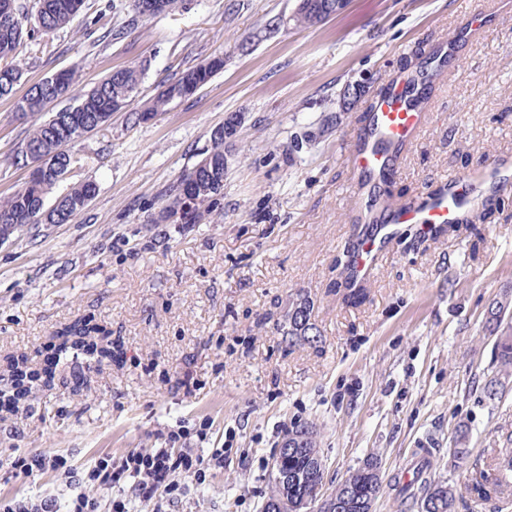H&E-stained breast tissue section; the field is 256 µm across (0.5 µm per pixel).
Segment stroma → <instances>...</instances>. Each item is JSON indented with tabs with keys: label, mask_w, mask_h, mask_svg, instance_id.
Here are the masks:
<instances>
[{
	"label": "stroma",
	"mask_w": 512,
	"mask_h": 512,
	"mask_svg": "<svg viewBox=\"0 0 512 512\" xmlns=\"http://www.w3.org/2000/svg\"><path fill=\"white\" fill-rule=\"evenodd\" d=\"M296 4L188 0L137 23L129 0H86L47 45L21 53L26 83L75 66L84 89L146 64L140 110L182 71L218 54L224 67L150 120L113 114L74 148L75 180L97 185L89 205L0 243V395L12 391L15 363L48 375L0 407V454H61L79 472L209 421L205 448L233 446L170 512H261L271 459L302 423L320 434L323 493L380 458L374 512H422L389 487L420 443L432 449L431 480L448 485L512 455V382L486 392L496 369L487 310L512 295V188L480 195L485 218L474 225L438 237L403 227L363 303L329 288L364 222L352 156L388 88L431 76L426 121L382 183L397 202L512 160V0H349L304 30L287 22ZM477 15L487 26L464 35ZM275 19L279 30L266 34ZM107 26L124 37L103 39ZM230 112L245 120L214 215L172 223L173 186ZM35 122L0 99V198L29 176L8 157ZM296 294L314 304L318 343L282 341ZM80 322L101 329L112 356L85 355L78 378L56 348ZM463 428L469 452L458 460ZM70 494L51 471L0 472V498Z\"/></svg>",
	"instance_id": "obj_1"
}]
</instances>
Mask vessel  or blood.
I'll use <instances>...</instances> for the list:
<instances>
[{
    "label": "vessel or blood",
    "instance_id": "vessel-or-blood-1",
    "mask_svg": "<svg viewBox=\"0 0 512 512\" xmlns=\"http://www.w3.org/2000/svg\"><path fill=\"white\" fill-rule=\"evenodd\" d=\"M409 99L406 89L396 86L373 105L372 121L361 135L352 159L361 190H368L372 180L386 178L393 170L395 147L417 135L424 115L410 106ZM511 183L512 164L495 163L486 168L480 187L497 189ZM470 190V184L452 179L444 190L429 191L423 201H407L379 211L374 225L361 236L355 254L357 277L370 276L385 246L402 226L413 224L426 231L454 219L459 211L457 196Z\"/></svg>",
    "mask_w": 512,
    "mask_h": 512
}]
</instances>
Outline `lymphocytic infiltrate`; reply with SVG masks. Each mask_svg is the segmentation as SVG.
Here are the masks:
<instances>
[{"mask_svg":"<svg viewBox=\"0 0 512 512\" xmlns=\"http://www.w3.org/2000/svg\"><path fill=\"white\" fill-rule=\"evenodd\" d=\"M171 447L132 451L121 457H99L79 478L81 484L111 493L107 501L79 492L66 504L45 495L28 499H0V512H136L137 504L152 512H166L185 492L186 481L204 484L208 472L224 465V451L202 454L197 441L186 430L171 434Z\"/></svg>","mask_w":512,"mask_h":512,"instance_id":"1","label":"lymphocytic infiltrate"}]
</instances>
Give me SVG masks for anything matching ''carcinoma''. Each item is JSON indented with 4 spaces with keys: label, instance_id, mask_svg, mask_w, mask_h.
<instances>
[{
    "label": "carcinoma",
    "instance_id": "carcinoma-1",
    "mask_svg": "<svg viewBox=\"0 0 512 512\" xmlns=\"http://www.w3.org/2000/svg\"><path fill=\"white\" fill-rule=\"evenodd\" d=\"M36 26H28V13L21 0H0V99L14 96L21 84L24 69L18 62L20 49L25 40L48 39L65 27L79 13L84 0H36ZM185 0H130L135 19L148 20L162 13L184 8ZM224 68V56L217 55L190 68L155 96L146 111L156 115L169 106L196 93L209 82L213 74ZM145 67L131 64L115 69L92 88L77 92L75 85L78 68L61 71L30 85L16 102V109L23 114H40L52 105L64 103L59 109L67 120L53 123L45 120L35 126L11 157V164L26 167L28 151L37 150L43 164L37 167L28 181L8 197L0 200V234L10 237L14 232L30 224H67L88 206L96 194V184L91 180L78 182L46 205L48 194L72 166L71 148L87 134L95 131L111 119L112 113L121 112L138 99ZM206 153L213 157L215 177L224 180V142L211 139ZM351 264L342 269V280L334 281L330 291L339 294L346 303L356 304L365 298V288L350 272ZM313 305L306 299H298L289 306L284 324L280 326L282 340L291 344L298 338L317 343L320 334L311 323ZM488 323L492 330L500 332L495 342L497 374L512 371V297L505 295L495 301L489 311ZM319 455L318 444L306 451L282 456V469L288 472L294 483V497L312 493L311 479L313 460ZM378 459L364 460L353 472L348 483H342L329 495L332 502L342 504L341 512H372L380 493L381 484L375 474ZM270 490L262 512L280 503L282 483L275 475L269 477ZM505 483L500 474H483L470 482L465 490L480 498L498 492ZM424 512H455L457 490L442 484L424 483L421 486Z\"/></svg>",
    "mask_w": 512,
    "mask_h": 512
}]
</instances>
